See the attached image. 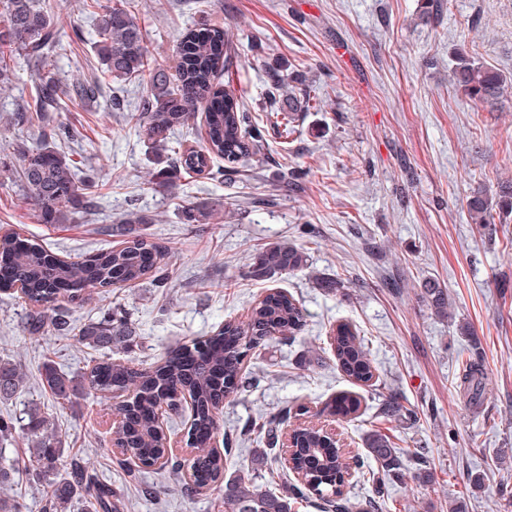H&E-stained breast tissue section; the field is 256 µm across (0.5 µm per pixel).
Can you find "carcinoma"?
<instances>
[{"label": "carcinoma", "mask_w": 512, "mask_h": 512, "mask_svg": "<svg viewBox=\"0 0 512 512\" xmlns=\"http://www.w3.org/2000/svg\"><path fill=\"white\" fill-rule=\"evenodd\" d=\"M134 0H110L95 16L93 46L100 71L116 83L143 85L138 110L128 113L130 122L148 142L166 147L175 131L188 126L199 108L205 112L204 143L193 148L180 141L171 147L167 166L154 176L156 185L173 187L182 175L201 174L216 158L224 160L225 179L236 177L237 164L263 148L259 123L248 115L235 87L228 79L231 67L239 62L236 45L224 28L200 17L188 29L175 49L177 66L170 72L166 61L149 53L142 27L133 12ZM65 50L60 42L54 14L46 0H0V90L10 88L15 78V60L21 56L38 63V80L30 101L14 120L38 127L45 143L18 145L17 180L32 202L40 224H69L97 210L98 194L92 185L78 182L74 161L57 152L46 139L66 138L65 130L43 125L49 112L61 111L63 99L85 101L98 95V81L63 82L53 69L45 68L48 55ZM226 76L220 80L219 75ZM449 81L451 86L476 105L492 108L503 100L507 80L496 70L480 64L466 51L455 54ZM270 111L281 117L279 125L290 126L299 112H306L312 101L307 91L287 89L285 76L275 69L269 76ZM470 219L490 227L512 219V181L497 182L493 190L479 188L466 200ZM128 240L76 260L55 254L48 246L6 229L0 231V293L12 296L23 290L25 304L23 329L35 336L53 330L59 336H73L99 349H112L127 341L132 329L124 318L109 311L80 327L73 324L71 309L96 297L103 298L114 288L129 287L145 278L167 280L161 260V246L140 233L135 225L146 219L131 212L124 218ZM309 258L303 249L286 242L276 243L255 258L250 276L269 281L307 269ZM428 305L438 315L447 313L448 295L434 284L424 285ZM303 308L287 293L271 289L255 303L246 322L224 321L214 335L166 352L156 366L140 368L104 353L96 364L75 381L53 361L43 365V385L55 399L71 401L79 392L129 393L119 409L123 422L111 427V442L121 449L129 476L139 479L150 471H165L174 477L171 491L194 495L224 484V504L231 512H292L291 502L271 489L238 475L224 480V453L213 449L211 440L216 418L214 411L232 394L252 386L253 377L244 373L251 352L269 340L291 339L305 326ZM336 366L348 377L363 384L374 378V369L364 339L349 325L340 324L333 334ZM25 374L15 364L0 360V398L19 394ZM463 391L471 401H479L483 370L477 362L463 365ZM192 400V419L187 441L195 449L189 461L194 484H189L180 461L165 457L167 436L157 431L156 409L160 401L178 394ZM360 401L340 395L322 407L321 413L348 418L357 413ZM289 414L259 416L248 432L264 441L269 451L281 444L282 426ZM23 425L31 448L28 479L34 483L51 480V492L43 512H68L74 500L82 498L89 512H120L122 501L106 483L96 480L88 467L75 458L61 467L59 437L49 431L48 417L29 413L27 423L12 418L0 420V443L12 437ZM293 441L298 448L297 464L306 470V482L292 488L293 499L313 497L322 512H379L384 504L374 496L353 497L347 491L343 474L348 467H365L374 461L383 477H399L410 472L405 458L391 436L371 431L366 439L365 457L350 458L330 439L309 426L296 429ZM14 475L10 465H0V512H22L23 505L6 494Z\"/></svg>", "instance_id": "1"}]
</instances>
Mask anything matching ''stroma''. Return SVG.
<instances>
[{"mask_svg":"<svg viewBox=\"0 0 512 512\" xmlns=\"http://www.w3.org/2000/svg\"><path fill=\"white\" fill-rule=\"evenodd\" d=\"M423 0H208L212 22L224 26L245 66L236 83L257 117L266 145L238 165L234 182L205 173L165 189L153 175L166 154L144 141L123 113L105 111L106 97L136 104L138 84L109 86L102 97L52 113L74 139L61 150L79 160V181L102 186L95 215L74 224H39L22 191L0 192V226L35 236L57 254L76 259L122 245L121 219L132 209L149 216L142 233L166 251L168 280L146 278L113 289L108 298L76 308L77 323L121 309L136 332L121 355L153 366L167 349L210 336L225 318L246 320L253 302L273 286L303 307L306 325L289 340L256 349L248 368L253 388L225 400L218 438L236 450L230 475L245 474L289 495L297 479L281 464L256 456L264 446L246 437L247 421L327 399L358 396V418L337 421L351 454L364 452L367 434L387 429L401 451L425 458L422 475L385 480L354 475L356 496L381 492L385 512H512V223L487 232L472 223L466 197L473 188L512 179V95L495 109L475 105L448 83L457 49L474 53L512 83V0H444L430 24L419 22ZM198 0H136L135 15L149 50L170 58ZM71 55L49 59L67 81L90 77L93 21L83 0H58L55 10ZM284 67L294 88L315 90L317 104L298 113L282 135L265 112L270 69ZM35 73L18 59L13 88L0 92V182L18 164L11 144L37 145V130L11 118L28 99ZM208 213L186 223L185 206ZM288 242L310 255L308 269L272 283L252 279L257 254ZM448 295V314H435L424 283ZM18 297L0 298V359L21 366L23 391L0 399V418L39 410L53 423L64 459L80 458L122 494V512H224V490L181 496L166 473L130 482L116 449L108 447L110 395H80L58 404L41 383L46 360L72 376L92 366L95 352L76 339L28 335ZM346 321L368 341L377 369L371 386L339 371L329 328ZM468 324L469 335L459 331ZM484 372L479 403L460 389L463 360ZM396 395L417 414L383 417ZM152 488L143 495L141 484Z\"/></svg>","mask_w":512,"mask_h":512,"instance_id":"1","label":"stroma"}]
</instances>
